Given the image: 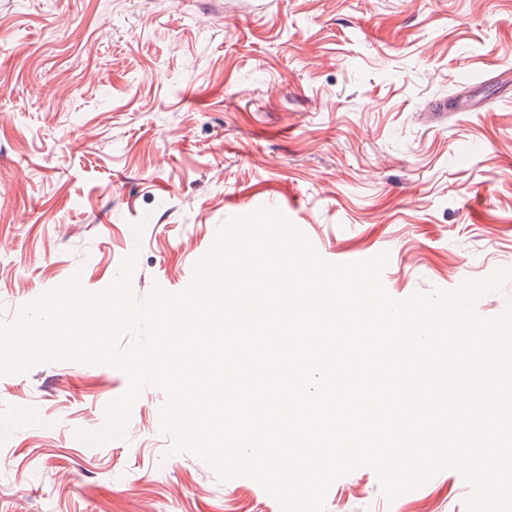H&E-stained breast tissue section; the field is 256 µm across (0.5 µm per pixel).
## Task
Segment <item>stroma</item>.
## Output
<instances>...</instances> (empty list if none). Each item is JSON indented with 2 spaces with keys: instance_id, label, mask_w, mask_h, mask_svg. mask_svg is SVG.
I'll list each match as a JSON object with an SVG mask.
<instances>
[{
  "instance_id": "1",
  "label": "stroma",
  "mask_w": 512,
  "mask_h": 512,
  "mask_svg": "<svg viewBox=\"0 0 512 512\" xmlns=\"http://www.w3.org/2000/svg\"><path fill=\"white\" fill-rule=\"evenodd\" d=\"M512 0H0V322L80 274L189 282L228 217L281 209L332 262L390 254L397 299L512 268ZM144 222L142 236L133 223ZM106 366L0 376V512H279L167 456L161 390L127 439ZM453 470L394 503L373 470L326 512H464Z\"/></svg>"
}]
</instances>
